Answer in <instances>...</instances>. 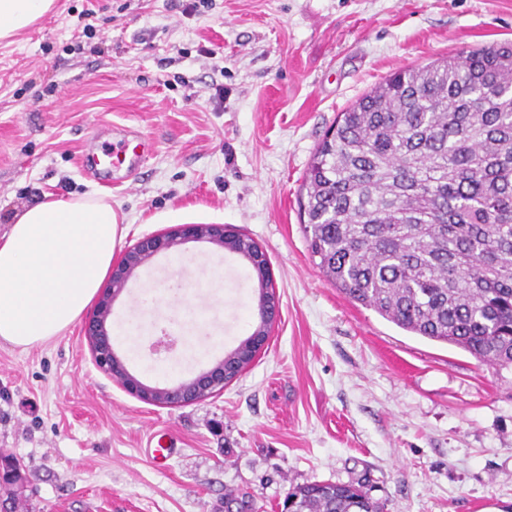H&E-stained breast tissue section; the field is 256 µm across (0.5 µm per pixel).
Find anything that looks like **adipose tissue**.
<instances>
[{
  "instance_id": "adipose-tissue-1",
  "label": "adipose tissue",
  "mask_w": 512,
  "mask_h": 512,
  "mask_svg": "<svg viewBox=\"0 0 512 512\" xmlns=\"http://www.w3.org/2000/svg\"><path fill=\"white\" fill-rule=\"evenodd\" d=\"M55 0H0V41L46 15ZM103 196L23 208L0 235V343L26 352L65 332L96 296L127 235Z\"/></svg>"
}]
</instances>
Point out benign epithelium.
Instances as JSON below:
<instances>
[{
	"label": "benign epithelium",
	"mask_w": 512,
	"mask_h": 512,
	"mask_svg": "<svg viewBox=\"0 0 512 512\" xmlns=\"http://www.w3.org/2000/svg\"><path fill=\"white\" fill-rule=\"evenodd\" d=\"M243 237L224 224H177L156 235L145 236L130 247L112 265L107 287L100 292L93 317L86 324V337L97 368L117 381L137 399L163 407L184 406L204 400L235 381L264 347L279 316V297L262 248L253 244L247 250L248 260L257 279L261 314L254 331L232 353L212 367L180 382L174 387L148 385L129 373L112 344L109 318L112 303L125 290L130 278L156 255L168 252L187 241H206L221 248L239 249Z\"/></svg>",
	"instance_id": "benign-epithelium-1"
}]
</instances>
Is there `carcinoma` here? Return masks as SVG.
Masks as SVG:
<instances>
[{"mask_svg":"<svg viewBox=\"0 0 512 512\" xmlns=\"http://www.w3.org/2000/svg\"><path fill=\"white\" fill-rule=\"evenodd\" d=\"M312 260L399 328L512 366V46L394 73L349 105L304 174ZM289 512H382L351 481Z\"/></svg>","mask_w":512,"mask_h":512,"instance_id":"obj_1","label":"carcinoma"}]
</instances>
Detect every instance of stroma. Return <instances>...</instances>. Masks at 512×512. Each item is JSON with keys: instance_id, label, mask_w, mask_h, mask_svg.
Returning a JSON list of instances; mask_svg holds the SVG:
<instances>
[{"instance_id": "stroma-1", "label": "stroma", "mask_w": 512, "mask_h": 512, "mask_svg": "<svg viewBox=\"0 0 512 512\" xmlns=\"http://www.w3.org/2000/svg\"><path fill=\"white\" fill-rule=\"evenodd\" d=\"M94 32L85 35L84 24ZM512 42V0H55L0 42V234L47 196L107 194L131 247L173 224H226L266 252L280 296L267 348L193 405L132 397L94 365L83 322L22 353L0 345V456L18 460L21 512H280L289 488L365 481L383 512H512V368L408 333L349 301L313 263L298 199L340 112L398 70ZM138 134V174L80 166L95 136ZM112 305L130 373L170 387L222 359L257 321L239 255L179 247ZM181 338L165 361L147 342ZM172 435L166 469L148 454Z\"/></svg>"}]
</instances>
